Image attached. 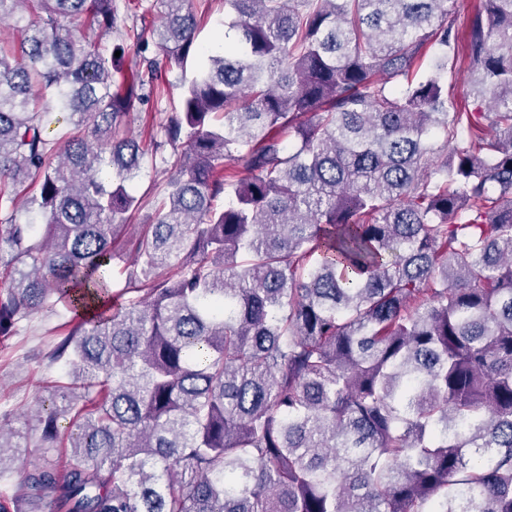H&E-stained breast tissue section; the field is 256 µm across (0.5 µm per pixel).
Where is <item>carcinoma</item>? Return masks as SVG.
Returning <instances> with one entry per match:
<instances>
[{
  "label": "carcinoma",
  "instance_id": "carcinoma-1",
  "mask_svg": "<svg viewBox=\"0 0 512 512\" xmlns=\"http://www.w3.org/2000/svg\"><path fill=\"white\" fill-rule=\"evenodd\" d=\"M453 3L224 0L237 39L188 78L196 0H156L165 62L127 74L76 34L123 37L117 0H0V24L37 16L0 42V346L73 313L40 435L0 416V479L43 449L0 512H512V0L462 29ZM167 65L188 152L121 302L127 126Z\"/></svg>",
  "mask_w": 512,
  "mask_h": 512
}]
</instances>
